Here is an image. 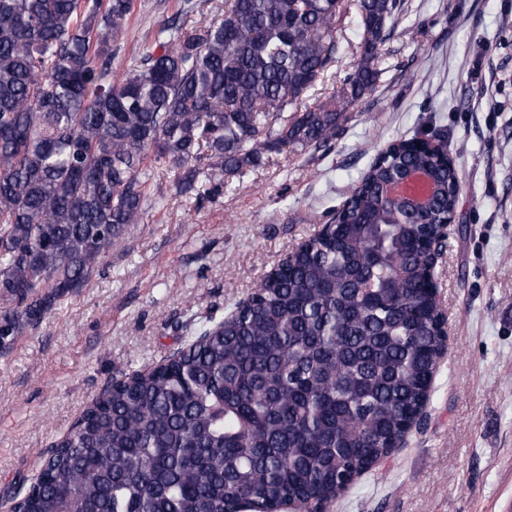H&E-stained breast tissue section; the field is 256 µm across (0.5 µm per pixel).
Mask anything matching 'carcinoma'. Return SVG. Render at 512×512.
Instances as JSON below:
<instances>
[{
	"label": "carcinoma",
	"mask_w": 512,
	"mask_h": 512,
	"mask_svg": "<svg viewBox=\"0 0 512 512\" xmlns=\"http://www.w3.org/2000/svg\"><path fill=\"white\" fill-rule=\"evenodd\" d=\"M359 57L333 95L345 0H232L162 23L114 74L133 0H0V350L84 287L139 223L155 165L178 194L215 190L288 147L331 142L380 75L402 0H353ZM434 171L410 218L385 195ZM455 160L415 141L379 152L346 207L157 369L126 375L56 441L18 512H306L385 457L428 390L443 320L427 244L458 204ZM416 178L424 179L430 184L431 192L426 198L415 199V198H411L409 196L400 194L397 191V189H399L406 183H408ZM433 188H434V179H433V175L430 170H411L408 173H406L403 176V178H401L399 181H396V182L390 184L387 187V194L390 197H392L398 201H405L414 210L422 211V210L428 209L432 203L433 194H434Z\"/></svg>",
	"instance_id": "carcinoma-1"
}]
</instances>
